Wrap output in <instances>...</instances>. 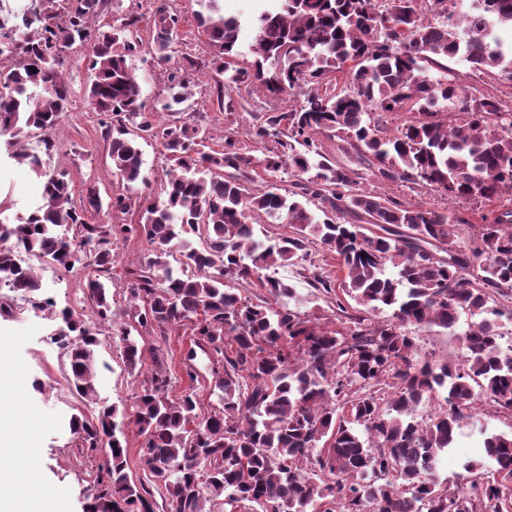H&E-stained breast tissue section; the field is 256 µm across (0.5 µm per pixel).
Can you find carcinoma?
Here are the masks:
<instances>
[{
	"label": "carcinoma",
	"instance_id": "carcinoma-1",
	"mask_svg": "<svg viewBox=\"0 0 512 512\" xmlns=\"http://www.w3.org/2000/svg\"><path fill=\"white\" fill-rule=\"evenodd\" d=\"M57 2L0 0V31L12 33L0 46L10 60L0 69V132H11L8 158L46 178L42 203L21 223L0 225V284L28 296L41 288L22 252L66 271L90 269L85 289L96 320L65 309L54 338L69 359V385L99 406L91 420L73 418L77 445L109 449L84 512H151L147 489L128 472L131 425L153 484L175 512H509L512 436L485 438L484 457L464 466L473 477L464 485L451 488L434 471L477 398L512 412V348H502L497 324L498 299H512V207L483 218L478 234L451 250L448 237L459 222L452 210L353 193L359 173L331 162L317 138L348 139L384 179L420 182L450 200L512 204V106L469 98L443 76L445 61L460 57L512 78V42L493 36L497 27L512 28V0H433L442 17L436 24L422 22L419 0H272L252 19L250 70L236 64L241 21L224 16L220 0H197V27L222 76L218 151L205 150L210 131L190 112L196 91L186 73L199 62L182 58L168 74L166 95L150 106L129 66L143 46L138 18L123 15L104 28L96 17L119 12L120 0H70L62 13ZM180 19L174 2L162 0L151 45L162 64L172 59ZM76 44L95 71L87 103L101 116L121 178H141L138 139H163L170 161L163 199L112 196L114 212L137 207L134 222L87 223L84 209L71 203L67 173L44 170L43 157L55 150L50 133L71 97L59 67ZM432 69L442 76H430ZM337 73L345 75L339 91ZM246 82L291 101L249 130L256 143H276L259 160L240 145L233 120L229 92ZM407 106L415 115L393 134L371 123L372 112ZM159 112L180 118L159 131ZM33 135L39 151L21 149ZM257 165L270 177L287 169L304 178L301 193L248 186L240 174ZM308 196L324 219L309 209ZM255 215L289 231L261 237ZM119 235L151 245L127 270L134 308L120 311L104 283L112 279ZM315 246L336 258L341 273L313 270L307 280L335 298L334 327L290 308L301 295L278 276L285 264L307 261ZM228 277L264 290L276 305L231 291ZM464 311L485 318L461 335L463 362L422 358L406 327L451 328ZM384 312L389 318L381 321ZM121 315L127 320L118 335L131 369L142 363L140 330L189 328L211 356L218 406L200 415L195 392L169 399L159 346L133 413L100 404L99 324ZM432 398L437 408L417 420L418 406ZM491 462L496 468L486 477Z\"/></svg>",
	"mask_w": 512,
	"mask_h": 512
}]
</instances>
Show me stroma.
Wrapping results in <instances>:
<instances>
[{
    "label": "stroma",
    "mask_w": 512,
    "mask_h": 512,
    "mask_svg": "<svg viewBox=\"0 0 512 512\" xmlns=\"http://www.w3.org/2000/svg\"><path fill=\"white\" fill-rule=\"evenodd\" d=\"M182 16L181 39L174 47L175 58L189 55L198 62L190 74L195 86L194 109L201 115L212 138L208 145L219 150L224 146V114L218 109L214 82L216 71L211 65L209 50L194 21V0H176ZM63 72L71 88L69 109L54 131L55 150L46 162L48 170H67L71 179V199L76 204L86 201L88 189H95L101 200L117 193L136 197L144 192L160 194L164 180V148L159 140L142 143L145 182L127 184L112 166L104 129L91 112L85 98V88L93 76L90 60L83 48L73 47L65 55ZM448 76L461 85L471 98L493 97L512 101V80L494 72L472 71L469 64L455 58L448 62ZM236 119L240 130L246 131L260 123L265 113L287 108V99L263 94L254 84H242L234 89ZM324 152L335 161L357 170L359 192L385 195L398 202L424 209L452 208L459 222L454 226L450 244L462 245L469 240L475 224L483 218H494L501 212L499 201L481 198L447 200L440 193L419 184L386 181L372 174L367 161L352 152H344L339 138L321 137ZM42 181L29 165L8 161L0 164V204L6 206L9 217H19L42 201ZM41 280L39 298L51 301L55 308L70 307L85 318H93L94 305L83 288L81 274H68L47 264L37 263ZM8 297L13 315L0 318V345L9 349L18 367L22 384L12 390L13 400L19 402L27 420L36 424L38 445L35 449L38 477L44 484L63 490L66 494L64 512H83V492L90 484V473L95 465L104 463L106 449L87 454L78 448L71 430L75 416L93 418L97 407L85 403L69 387L66 379V357L63 350L50 339L57 323L49 312L34 309L28 298L0 288V297ZM480 314H461L455 327L446 329L429 325L417 329V343L421 357L432 361L461 360L459 336L468 323L480 321ZM143 349L165 345L169 348L166 368L173 379L170 399L176 400L188 390H195L201 411H210L216 405L209 394L211 362L205 354H198L194 362H187L186 354L193 345L188 329L170 330L167 336L159 332L141 338ZM99 365L97 387L102 402L132 406L141 392L144 380L150 374L152 362L141 368L129 369L122 358V342L108 326L100 328V344L96 349ZM194 367L197 381H190L187 367ZM511 433L512 415L496 412L495 408L477 407L472 418L456 432L453 449L445 454L437 470L440 481L455 486L465 482L467 461L481 456L483 432Z\"/></svg>",
    "instance_id": "stroma-1"
}]
</instances>
